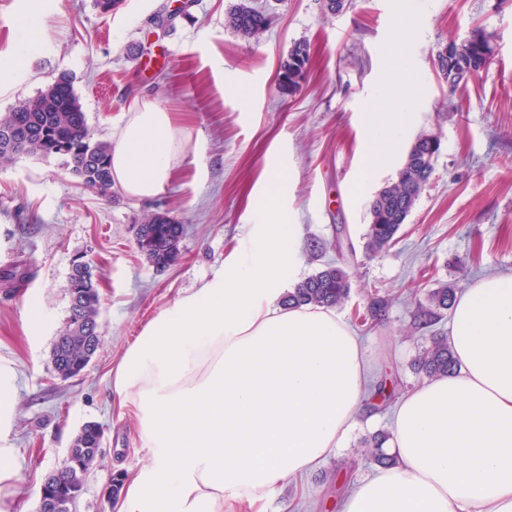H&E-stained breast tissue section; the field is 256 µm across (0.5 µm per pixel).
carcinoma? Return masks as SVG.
Instances as JSON below:
<instances>
[{
  "mask_svg": "<svg viewBox=\"0 0 512 512\" xmlns=\"http://www.w3.org/2000/svg\"><path fill=\"white\" fill-rule=\"evenodd\" d=\"M224 23L244 38L257 39L267 28L269 18L247 0H240L229 9ZM490 38L487 33L476 34L464 46L463 61L474 74L483 69L491 57ZM5 126H14L21 131L24 155L58 158L86 188L102 197L112 196L111 146L106 141L87 136L86 115L69 73H59L35 96L19 102L0 117V128ZM439 149V139L432 140L427 135L418 137L396 179L374 195L368 209L365 254H379L394 241L429 183ZM183 233L184 226L176 217L167 212L153 213L145 216L138 225L135 240L148 262L163 269L178 258ZM29 277L30 268L19 264L0 273V286L16 288ZM351 288L347 270L328 264L288 292L286 303L337 307L348 298ZM68 294L69 315L51 349L53 369L63 380L72 378L73 373L87 362L84 338L99 335L100 296L89 263L71 269ZM428 300L432 308L424 311L426 318L452 308L454 290L446 286L435 288L429 292ZM454 369L455 361L448 340L444 338L431 341L418 360V370L431 379ZM387 438L386 433L379 432L366 439L362 450L366 461L380 465L391 462L382 451ZM91 467L89 463L81 471L63 470L56 476V484L80 491Z\"/></svg>",
  "mask_w": 512,
  "mask_h": 512,
  "instance_id": "obj_1",
  "label": "carcinoma"
}]
</instances>
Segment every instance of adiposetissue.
Instances as JSON below:
<instances>
[{
	"label": "adipose tissue",
	"instance_id": "ef3b65f1",
	"mask_svg": "<svg viewBox=\"0 0 512 512\" xmlns=\"http://www.w3.org/2000/svg\"><path fill=\"white\" fill-rule=\"evenodd\" d=\"M411 119L406 94L367 107L365 174L390 161ZM185 154L171 113L145 100L124 113L112 179L156 196ZM284 194L261 203L244 253L150 319L112 386L148 464L119 512H235L344 446L364 405L361 342L336 312L288 306L298 227ZM459 369L398 400L393 461L354 482L340 512H512V275H490L452 307Z\"/></svg>",
	"mask_w": 512,
	"mask_h": 512
}]
</instances>
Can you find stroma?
<instances>
[{
    "mask_svg": "<svg viewBox=\"0 0 512 512\" xmlns=\"http://www.w3.org/2000/svg\"><path fill=\"white\" fill-rule=\"evenodd\" d=\"M236 2L122 0L102 16L92 0H0V66L15 57L23 12L34 11L44 32L23 72L0 85V116L65 70L97 139L111 141L123 113L147 99L172 112L186 140L172 180L146 200L117 186L100 197L56 158L0 165V269L25 261L34 272L19 288L0 287V364L15 390L14 425L0 437L14 474L0 481V512H36L45 475L88 422L103 429L102 460L73 512H118L107 500L112 478L131 476L148 451L121 413L112 371L151 317L242 246L273 170L299 226L298 279L339 263L337 227L359 251L336 312L360 338L369 380L396 378L403 393L425 382L416 361L451 322L444 311L422 323L429 291L445 284L460 294L482 277L512 275V0H352L334 15L323 0H250L273 16L254 41L224 25ZM480 31L493 36L489 63L448 90L434 69L438 51ZM400 57L412 120L394 158L365 180L366 108ZM423 134L441 143L430 184L398 241L365 256L368 202ZM155 212L184 226L180 255L162 270L135 243ZM77 256L97 279L101 341L82 374L63 381L50 351ZM376 297L384 304L374 316ZM37 306L47 315L39 326ZM392 415L364 413L348 448L284 483L265 512H337V489L374 471L362 441L388 430Z\"/></svg>",
    "mask_w": 512,
    "mask_h": 512,
    "instance_id": "obj_1",
    "label": "stroma"
}]
</instances>
